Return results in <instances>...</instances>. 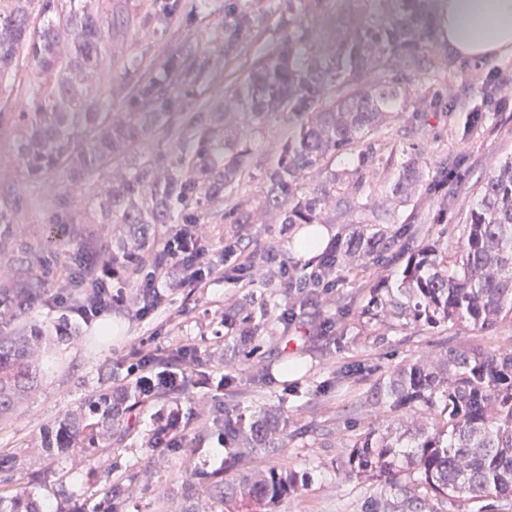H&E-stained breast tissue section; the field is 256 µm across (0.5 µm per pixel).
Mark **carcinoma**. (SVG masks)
Returning <instances> with one entry per match:
<instances>
[{"mask_svg":"<svg viewBox=\"0 0 512 512\" xmlns=\"http://www.w3.org/2000/svg\"><path fill=\"white\" fill-rule=\"evenodd\" d=\"M437 0H282L271 51L254 63L247 79L224 97V122L199 117L182 131L175 154H146L113 173L98 201L112 240L95 253L117 279L135 276L151 261L168 276L181 277L196 262H178L157 248L160 226L176 211L224 204L250 173L252 141L272 117L288 120V135L259 178L254 200L230 208L231 223L322 224L330 215L353 223L360 195L377 156L375 136L391 122L418 117L413 88L418 70L440 68L432 49L441 31ZM198 5L152 0L145 20L166 30L194 16ZM331 14L337 22L322 40L309 19ZM131 22L128 5L94 12L87 0H0V93L16 80L21 57L34 62L42 79L26 87L28 111L20 112L25 135L18 145L30 181L65 171L75 180L122 156L147 134L170 127L179 107L177 91L200 83L210 61L192 44L165 62L133 63L138 79L129 91V111L111 120V100L95 83L109 56L112 33ZM261 20L230 4L224 8V58L232 59ZM359 152L358 167L336 161ZM424 161L406 155L386 187L381 204L396 208L420 196ZM16 211L0 204V259L13 236ZM390 248L378 229L357 235L324 271L356 265ZM40 280L25 266L10 293L37 294ZM376 315L418 327L465 323L490 331L512 322V159L490 168L462 225L455 254L434 245L418 248L396 274L372 288ZM268 309L248 303L224 311L239 337L224 338L236 352L267 325ZM74 336L60 322L33 324L13 336L0 335V420L12 417L40 382L46 338ZM183 349L170 354L163 370L126 380L92 395L65 413L43 437L41 447L80 448L94 456L104 441L121 442L136 427L150 398L185 394L196 380L179 375ZM368 403L390 419L349 445L347 473L376 477L410 501L512 498V350L479 346L424 355L378 380ZM288 410L261 407L245 413L230 399L210 429L233 449L216 473L189 471L228 505L246 501L256 512L277 504L302 483L286 468L245 469L261 451L287 446ZM407 481L401 482V476ZM0 512H39L25 493L0 495Z\"/></svg>","mask_w":512,"mask_h":512,"instance_id":"obj_1","label":"carcinoma"}]
</instances>
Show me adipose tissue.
Wrapping results in <instances>:
<instances>
[{
    "instance_id": "1",
    "label": "adipose tissue",
    "mask_w": 512,
    "mask_h": 512,
    "mask_svg": "<svg viewBox=\"0 0 512 512\" xmlns=\"http://www.w3.org/2000/svg\"><path fill=\"white\" fill-rule=\"evenodd\" d=\"M441 36L472 60L512 53V0H438Z\"/></svg>"
}]
</instances>
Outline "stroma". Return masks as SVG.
I'll use <instances>...</instances> for the list:
<instances>
[{"label": "stroma", "instance_id": "obj_1", "mask_svg": "<svg viewBox=\"0 0 512 512\" xmlns=\"http://www.w3.org/2000/svg\"><path fill=\"white\" fill-rule=\"evenodd\" d=\"M233 1L261 16L263 23L230 62L224 59L226 0H207L200 16L164 32L134 16L131 28L113 37L112 59L97 74L100 87L112 98L113 112L127 109L128 90L136 79L125 69L130 59L162 62L188 43L209 58L210 66L202 93H182L175 125L201 114L203 107L223 103L227 87L244 80L256 58L275 41L277 0ZM414 84L427 103L425 121L402 120L384 130L379 173L364 206L353 223H327L332 239L342 241L380 223L386 217L379 206L382 190L407 151L421 154L430 182L444 159L461 158L448 183L388 216L399 232L391 248L359 266L337 265L326 276L325 287L285 290L267 283L280 266L299 276L309 274L317 263L316 258L294 255V229L272 221L244 229L228 223L223 211L210 210L200 214L191 231L210 265L242 267L240 281L219 273L180 288L164 285L162 304L145 318L131 302L135 283L125 280L112 283L121 292L123 305L113 306L92 323L56 304L68 286L75 257L86 248L84 230H93L101 240L112 236L111 225L96 208L111 169L94 171L73 183L58 177L28 182L16 157L21 128L0 129V202H18L12 248L37 258L44 269L36 299L18 309L0 305V333L16 330L19 312L46 325L65 319L77 331L71 338H50L38 388L18 418L0 421V454L10 457L12 476L11 483L0 484V494L24 489L41 505L53 508L82 502L91 510L106 502L114 512H224L219 499L202 488L188 487L186 472L223 466L228 449L202 426L187 429L173 446L156 447V413L162 402L145 404L135 431L95 457L77 451L57 455L39 446L44 426L113 379L128 377L136 356L164 357L187 348L191 355L183 362V371L230 378L241 408L280 404L287 409V448L255 460L257 467H285L304 480L297 493L277 505V512H388L394 497L382 481L345 471L351 438L385 423L382 410L366 402L371 386L396 366L429 352L462 345L512 349V323L507 321L489 332L453 324L427 330L392 326L385 318L362 312L371 286L403 266L417 247L438 243L456 250L486 172L512 158L511 54L478 62L460 58L454 69L436 77L417 72ZM469 107L480 108L487 119L465 134L456 120ZM245 298L288 313L270 325L261 358L249 363L224 356V309ZM292 363L299 366L293 374L286 370ZM137 471L147 472L148 481L129 484L127 474Z\"/></svg>", "mask_w": 512, "mask_h": 512}]
</instances>
